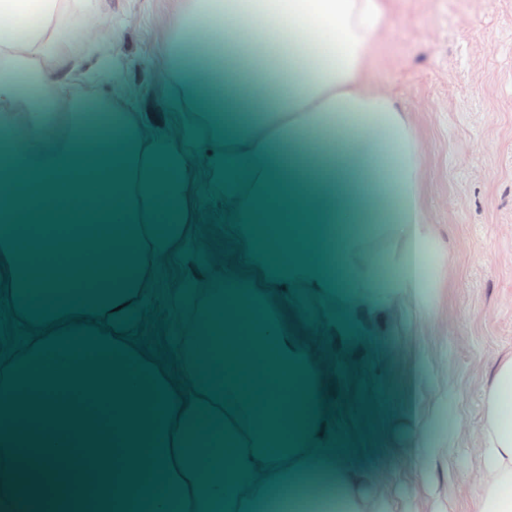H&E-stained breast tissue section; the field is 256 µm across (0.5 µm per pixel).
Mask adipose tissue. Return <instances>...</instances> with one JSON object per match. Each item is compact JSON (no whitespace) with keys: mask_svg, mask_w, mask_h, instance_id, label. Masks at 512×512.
<instances>
[{"mask_svg":"<svg viewBox=\"0 0 512 512\" xmlns=\"http://www.w3.org/2000/svg\"><path fill=\"white\" fill-rule=\"evenodd\" d=\"M105 0H0V284L50 303L82 300L38 338L69 325L101 326V309L118 319L143 312L152 272L181 245L191 222L194 169L224 199L236 240L282 264L268 276L248 259L251 276L224 272V289L200 307L203 332L181 351L183 373L166 374L183 421L173 422L168 491L147 512H262L267 491L288 487L281 512H391L388 497L344 465L342 425L318 405L330 369L305 337L263 320L255 295H287L315 306L343 351L366 345L371 320L400 308L424 311L448 277V255L421 198L422 145L392 91L374 78L382 44L395 26L387 0H264L253 9L225 0H183L158 47L176 128L147 129L123 92L86 108L89 76L117 32ZM277 50L229 59L223 79L201 80V49H220L241 33ZM209 143L204 158L187 144ZM179 214L149 218V199ZM137 209L136 219L78 226L41 236L11 230L38 205ZM250 226H243V219ZM430 279H422V269ZM257 378L263 395L251 415L224 419L211 439L193 380L215 360ZM77 438L19 420L0 424V512H53L57 487L75 471L97 473ZM25 447L37 455L21 456ZM472 512H512V352L500 356L483 387L475 441Z\"/></svg>","mask_w":512,"mask_h":512,"instance_id":"adipose-tissue-1","label":"adipose tissue"}]
</instances>
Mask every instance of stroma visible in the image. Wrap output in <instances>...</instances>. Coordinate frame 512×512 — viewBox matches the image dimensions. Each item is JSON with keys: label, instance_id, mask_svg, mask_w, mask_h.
Returning <instances> with one entry per match:
<instances>
[{"label": "stroma", "instance_id": "1", "mask_svg": "<svg viewBox=\"0 0 512 512\" xmlns=\"http://www.w3.org/2000/svg\"><path fill=\"white\" fill-rule=\"evenodd\" d=\"M396 32L380 49L375 77L411 115L424 151L422 201L448 255V280L426 315L415 310L374 319L367 351L340 355L315 307L280 299L284 320L332 366L325 385L339 407L341 454L391 497L394 512H470L464 485L475 466L482 388L497 359L512 350V0H389ZM120 35L107 47L115 70L135 90L147 125L176 126L170 88L155 79L163 24L178 0H107ZM187 249L156 271L147 297L152 324L137 323L132 341L156 347L155 363L178 372L193 331L171 325L170 293L194 281L223 283L239 266L241 245L224 222V200L197 180ZM186 249V250H187ZM169 338L157 341L156 335ZM448 401L435 402L440 385ZM432 419L452 448L448 478L434 481L409 442L415 424Z\"/></svg>", "mask_w": 512, "mask_h": 512}]
</instances>
